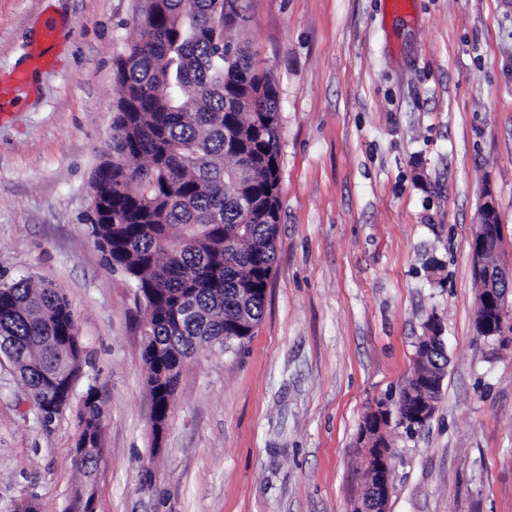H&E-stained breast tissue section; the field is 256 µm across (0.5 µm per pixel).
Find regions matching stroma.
Here are the masks:
<instances>
[{
  "label": "stroma",
  "instance_id": "obj_1",
  "mask_svg": "<svg viewBox=\"0 0 512 512\" xmlns=\"http://www.w3.org/2000/svg\"><path fill=\"white\" fill-rule=\"evenodd\" d=\"M142 0H0V283L66 296L102 402L96 512H354L361 426L438 317L436 409L386 426L387 512H512V342L477 336L473 231L512 265V0H235L279 96L280 223L241 350L185 363L155 443L133 283L91 235L93 179ZM74 410L44 424L0 358V512H69Z\"/></svg>",
  "mask_w": 512,
  "mask_h": 512
}]
</instances>
